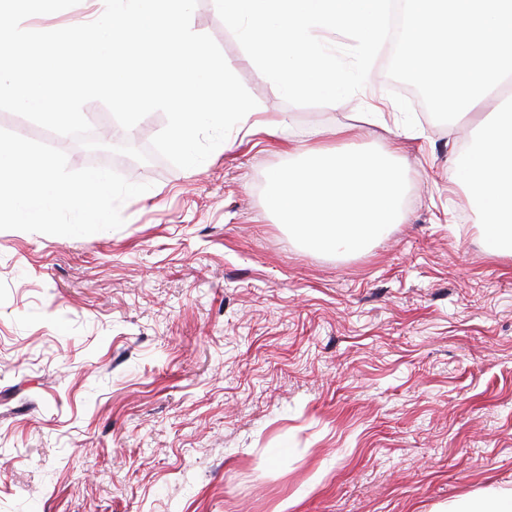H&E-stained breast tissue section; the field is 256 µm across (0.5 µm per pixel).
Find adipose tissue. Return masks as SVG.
Instances as JSON below:
<instances>
[{
    "label": "adipose tissue",
    "mask_w": 512,
    "mask_h": 512,
    "mask_svg": "<svg viewBox=\"0 0 512 512\" xmlns=\"http://www.w3.org/2000/svg\"><path fill=\"white\" fill-rule=\"evenodd\" d=\"M344 149L312 145L306 163L273 172L271 208L303 227L317 249L357 248L371 230L398 218L403 182L379 157L359 150L350 128L339 129Z\"/></svg>",
    "instance_id": "obj_1"
}]
</instances>
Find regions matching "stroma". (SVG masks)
Here are the masks:
<instances>
[{"label":"stroma","mask_w":512,"mask_h":512,"mask_svg":"<svg viewBox=\"0 0 512 512\" xmlns=\"http://www.w3.org/2000/svg\"><path fill=\"white\" fill-rule=\"evenodd\" d=\"M278 138L236 126L200 166L121 168L123 227L0 231V512H465L512 492V255L491 254L465 141L387 78L284 101L198 0ZM93 134L151 142L100 102ZM358 145L400 171L402 219L324 251L268 204L289 147ZM0 129L112 166L0 111Z\"/></svg>","instance_id":"1"}]
</instances>
